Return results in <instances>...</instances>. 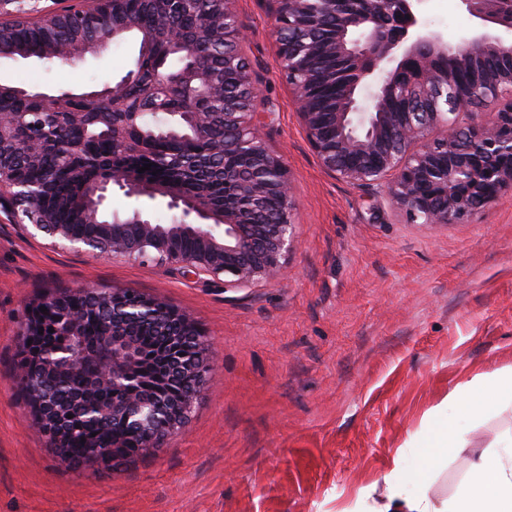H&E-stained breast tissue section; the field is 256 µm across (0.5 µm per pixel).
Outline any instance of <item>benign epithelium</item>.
Returning <instances> with one entry per match:
<instances>
[{
    "label": "benign epithelium",
    "instance_id": "1",
    "mask_svg": "<svg viewBox=\"0 0 512 512\" xmlns=\"http://www.w3.org/2000/svg\"><path fill=\"white\" fill-rule=\"evenodd\" d=\"M233 0H224V16L207 22L196 41L188 46L189 53L212 38L224 33V43L240 48L242 29L232 8ZM278 45L291 46L284 61L288 71L306 72L313 65L312 49L300 34L289 28L288 15L303 16L310 27H316L321 14H334L339 30L333 43L336 58V78L349 89L357 86L343 109L335 113L336 138H330L323 124V113L316 111L315 96L306 83L293 85L299 114L311 146L323 167L348 182L372 185L389 180V194L396 209L409 221L424 213L427 223L448 225L467 217L471 198L479 194L484 184L495 181L498 192L512 189V106L497 112L486 123L460 127L455 113L384 112L387 98L413 97L412 88L397 86L392 79L408 66L418 67L421 79L429 84L431 93L440 97L448 90L451 80L448 69L439 59L459 45L473 52L495 51L505 64L489 79H483L467 93L454 94V105L460 107L478 91L494 92L495 96L512 95V20L501 19L493 7L494 0L478 6L475 0H461L473 19L464 35L452 40L442 33L429 30L420 23L415 12L417 0H372L369 15L355 13L353 0H322V12L305 9V0H270ZM135 73L123 77L115 85L83 91L78 95L86 107L83 112H58L59 124L76 133L55 140L34 136L29 131L30 113H0V212L16 224H21L32 236L40 235L55 247L75 249L95 257H121L141 264L159 263L184 275H192L224 288H240L262 280L275 278L288 254L297 247L291 212L288 170L280 157L266 146L257 132V113L223 112L192 108L181 113L183 122L196 131L213 123L216 116L224 117L229 127L250 137L238 146L248 148L256 176L245 177L233 168H224V186L239 195L261 198L272 192L280 197V217L274 224H244L235 205L224 203L214 207L204 193H186L176 183L147 181L128 168H113L112 177L96 183L94 197L82 196L75 203L99 217L112 187L125 192L137 204L112 222L100 225V232L91 236H75L69 225L53 224L41 205L42 193L7 179L9 158L38 160L48 153L69 157L86 150V142L78 130L96 122H106L112 132L113 145L123 150L129 132L138 127L140 108L127 109V87ZM206 80L201 73L179 71L167 73L163 82L170 90L180 84ZM75 95L69 88L51 92L32 91V98L46 107H55L61 100ZM435 129L443 136L431 138ZM431 181L443 188L436 200L420 195L417 185ZM166 200L175 212L170 224L152 223L140 200ZM179 237L194 241L188 254L173 251L171 242ZM91 307L101 314L103 340L89 345L84 341L83 312L70 307V293L60 292L45 297L33 306L23 323L18 355L23 359L18 373L31 376L27 406L47 446L61 448L66 431L61 427L63 414L83 417L98 427L118 422L141 437L140 447L149 452L163 448L166 441L185 427L194 401L204 389L215 353L205 338L197 336L198 354L190 365L173 363L170 376H181L188 388L170 400L177 418L165 429L156 428L165 404L155 399L151 391L135 383L139 354L134 343L137 323L152 317L161 326L175 322L183 334L196 336L197 323L186 313L130 289H83ZM56 313L55 328L78 347L72 356L52 358L33 355L28 340L42 329L41 308ZM79 372L88 373V380L75 390L66 404L59 405L54 397L59 380ZM119 390V400L100 398L103 391Z\"/></svg>",
    "mask_w": 512,
    "mask_h": 512
}]
</instances>
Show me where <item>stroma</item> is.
<instances>
[{
	"instance_id": "stroma-1",
	"label": "stroma",
	"mask_w": 512,
	"mask_h": 512,
	"mask_svg": "<svg viewBox=\"0 0 512 512\" xmlns=\"http://www.w3.org/2000/svg\"><path fill=\"white\" fill-rule=\"evenodd\" d=\"M254 110L288 168L298 248L244 288L51 247L0 215V512H338L458 384L512 367V191L468 220L408 222L385 185L333 177L287 83L268 0H235ZM453 37L461 0H419ZM134 40L61 72L0 59V83L84 91L133 66ZM84 286L132 289L191 315L216 349L187 425L118 467L58 463L17 393L30 305Z\"/></svg>"
}]
</instances>
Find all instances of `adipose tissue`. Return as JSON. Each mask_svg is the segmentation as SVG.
Here are the masks:
<instances>
[{"label": "adipose tissue", "mask_w": 512, "mask_h": 512, "mask_svg": "<svg viewBox=\"0 0 512 512\" xmlns=\"http://www.w3.org/2000/svg\"><path fill=\"white\" fill-rule=\"evenodd\" d=\"M447 403L448 410L427 419L424 440L405 446L419 455L418 468L404 473L401 457H394L381 482L360 488L340 512H512V368L457 385ZM461 415L467 426L459 425ZM489 417L506 418L508 424L475 447V431ZM460 457L466 473L457 492L435 494L439 472Z\"/></svg>", "instance_id": "obj_1"}]
</instances>
